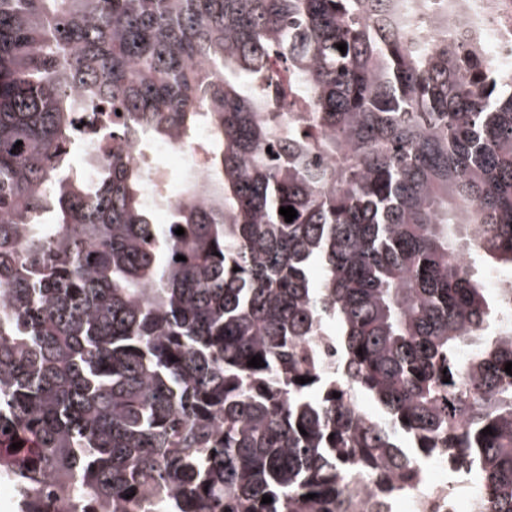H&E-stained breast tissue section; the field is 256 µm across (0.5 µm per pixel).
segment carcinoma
<instances>
[{
    "label": "carcinoma",
    "mask_w": 512,
    "mask_h": 512,
    "mask_svg": "<svg viewBox=\"0 0 512 512\" xmlns=\"http://www.w3.org/2000/svg\"><path fill=\"white\" fill-rule=\"evenodd\" d=\"M422 25L409 0H0V470L20 512L60 470L72 512H141L157 484L162 512H352L345 475L406 483V440L512 512V331L487 335L502 303L456 262L512 268V69ZM201 132L153 223L125 147ZM84 135L112 151L76 161ZM326 317L337 391L299 347ZM351 385L380 424L345 411Z\"/></svg>",
    "instance_id": "1"
}]
</instances>
